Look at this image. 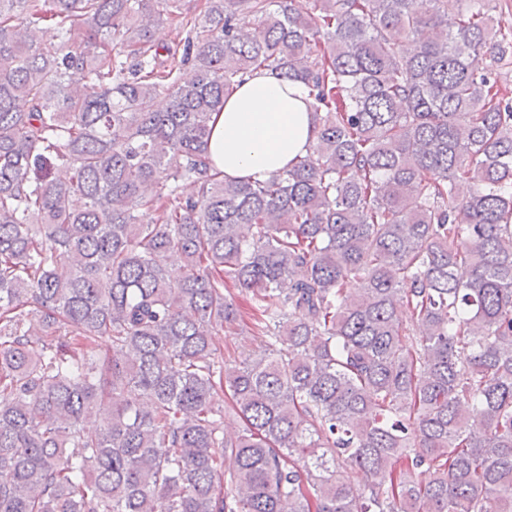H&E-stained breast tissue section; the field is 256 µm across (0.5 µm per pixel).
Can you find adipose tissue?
Masks as SVG:
<instances>
[{"label": "adipose tissue", "instance_id": "obj_1", "mask_svg": "<svg viewBox=\"0 0 512 512\" xmlns=\"http://www.w3.org/2000/svg\"><path fill=\"white\" fill-rule=\"evenodd\" d=\"M302 84L267 71L247 78L211 122L208 156L231 180L264 181L305 156L316 120Z\"/></svg>", "mask_w": 512, "mask_h": 512}]
</instances>
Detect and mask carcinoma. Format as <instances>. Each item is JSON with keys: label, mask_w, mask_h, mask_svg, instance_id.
<instances>
[{"label": "carcinoma", "mask_w": 512, "mask_h": 512, "mask_svg": "<svg viewBox=\"0 0 512 512\" xmlns=\"http://www.w3.org/2000/svg\"><path fill=\"white\" fill-rule=\"evenodd\" d=\"M308 2L0 0V512H512V29ZM264 70L315 143L226 180L212 115ZM245 336H248L245 337ZM249 334L245 333L243 336H228V333L219 332L217 336H214V342L217 347L224 350V358H228L231 355L233 358H244L248 354L251 357L255 355L256 342L249 338Z\"/></svg>", "instance_id": "carcinoma-1"}]
</instances>
